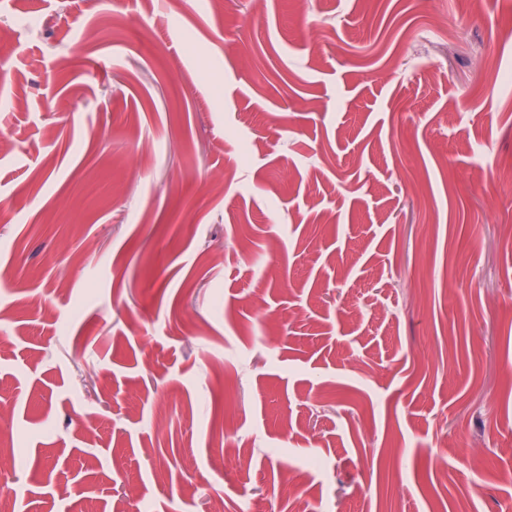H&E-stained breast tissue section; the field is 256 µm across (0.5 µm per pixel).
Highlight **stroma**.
I'll return each mask as SVG.
<instances>
[{"mask_svg":"<svg viewBox=\"0 0 512 512\" xmlns=\"http://www.w3.org/2000/svg\"><path fill=\"white\" fill-rule=\"evenodd\" d=\"M0 70L12 512H512V0H0Z\"/></svg>","mask_w":512,"mask_h":512,"instance_id":"1","label":"stroma"}]
</instances>
